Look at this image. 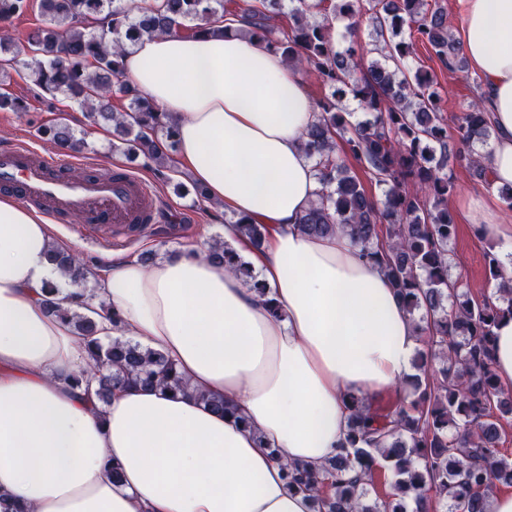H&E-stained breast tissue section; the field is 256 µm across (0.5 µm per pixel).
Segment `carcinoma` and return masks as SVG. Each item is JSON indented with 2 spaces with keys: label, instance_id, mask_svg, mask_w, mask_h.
Returning a JSON list of instances; mask_svg holds the SVG:
<instances>
[{
  "label": "carcinoma",
  "instance_id": "carcinoma-1",
  "mask_svg": "<svg viewBox=\"0 0 512 512\" xmlns=\"http://www.w3.org/2000/svg\"><path fill=\"white\" fill-rule=\"evenodd\" d=\"M44 24L21 45L7 31L27 9V0H0V57L27 71L40 91L60 94L78 103L89 126L107 125L121 150L158 173L170 168L176 127L165 112L122 80L124 40L142 35L206 31L200 22L227 13L244 14L245 33L294 66H302L330 95L314 103L316 120L303 135V151L314 163L321 185L317 199L297 220V227L315 237L347 234L363 257L384 266L410 313L421 309L433 320L420 328L423 351L406 386L411 398L383 414L364 399L349 397L352 411L345 442L336 455L316 469L307 463L285 465L288 488L310 494L314 512H406L412 497L415 512H429V498L448 503V512H488L489 494L497 482L512 484V461L500 450L502 420L512 416V391L497 385L492 364L499 321L512 317V289L505 282L498 255L487 253L491 280L507 304L488 298L475 301L448 277V242L456 226L448 213L447 118L442 88L428 71L406 67L413 40L425 43L450 71H463L467 61L448 30L442 11L429 0H162L139 9L135 0H40ZM370 12L376 38L363 43L347 28L348 45L335 46L329 17L351 18ZM374 57L366 72L355 76L359 61ZM9 68H0V111L26 112L27 102L9 90ZM127 101L118 108L114 95ZM352 97L369 118L353 122L342 106ZM466 160L487 179L484 157L467 152L485 143L492 128L486 112L473 104L457 118ZM56 147L78 152L86 139L65 122L44 129ZM344 142L338 150L336 139ZM354 157L385 187L382 202L362 188L343 163ZM240 236L260 247L267 227L244 217L233 221ZM211 263L252 282L249 263L227 242L217 241ZM62 271L76 283L91 270L65 253L55 254ZM49 311L67 319L76 335L86 337L88 368L72 375L68 384L97 383V395L107 401L112 392L130 386L161 388L186 394L176 364L161 352L119 337H96L98 323L76 311L63 310L55 288L44 289ZM451 302L446 307L445 302ZM225 415L236 407L222 397H201ZM382 468L393 471V492L368 502V487Z\"/></svg>",
  "mask_w": 512,
  "mask_h": 512
}]
</instances>
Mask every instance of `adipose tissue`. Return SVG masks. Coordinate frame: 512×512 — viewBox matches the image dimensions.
Returning a JSON list of instances; mask_svg holds the SVG:
<instances>
[{
  "label": "adipose tissue",
  "mask_w": 512,
  "mask_h": 512,
  "mask_svg": "<svg viewBox=\"0 0 512 512\" xmlns=\"http://www.w3.org/2000/svg\"><path fill=\"white\" fill-rule=\"evenodd\" d=\"M464 54L484 82L495 130L490 187L512 186V0H458ZM227 17L204 37H145L124 80L176 123L178 159L213 202L266 225L253 247L224 238L267 288L211 264L197 246L153 265L106 257L94 290L68 287L50 261L51 225L0 197V496L17 512H313L284 464L321 466L345 440L348 396L400 391L419 346L384 270L344 234L314 237L297 218L320 185L302 137L308 84L281 54ZM59 305L171 358L190 395L131 387L109 402L64 381L87 353ZM281 315L273 317L270 305ZM120 312L121 329L101 318ZM237 406L232 419L197 394Z\"/></svg>",
  "instance_id": "ef3b65f1"
}]
</instances>
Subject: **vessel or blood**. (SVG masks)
<instances>
[{
  "mask_svg": "<svg viewBox=\"0 0 512 512\" xmlns=\"http://www.w3.org/2000/svg\"><path fill=\"white\" fill-rule=\"evenodd\" d=\"M15 196L49 218L79 216L92 238L120 242L154 223L158 204L146 182L121 170L100 178L52 161L24 143L0 146V194Z\"/></svg>",
  "mask_w": 512,
  "mask_h": 512,
  "instance_id": "vessel-or-blood-1",
  "label": "vessel or blood"
}]
</instances>
